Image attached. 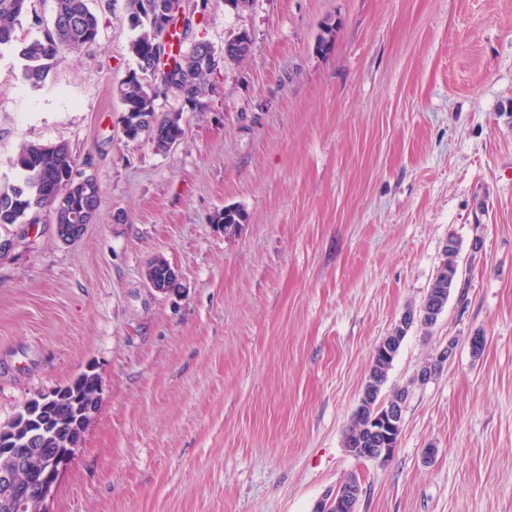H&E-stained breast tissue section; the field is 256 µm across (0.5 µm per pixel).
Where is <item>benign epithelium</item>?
Instances as JSON below:
<instances>
[{
  "instance_id": "obj_1",
  "label": "benign epithelium",
  "mask_w": 512,
  "mask_h": 512,
  "mask_svg": "<svg viewBox=\"0 0 512 512\" xmlns=\"http://www.w3.org/2000/svg\"><path fill=\"white\" fill-rule=\"evenodd\" d=\"M87 209L74 213L73 223L63 225L64 237L71 242L80 238L86 227ZM404 402L392 399L379 415L371 421L372 448H356L354 452L362 453L372 460L383 461L390 457L394 449L388 447L386 429L396 425L403 417ZM41 409L35 403L29 404V412L25 413L23 423L31 427L24 436L5 435L0 437V503L10 512H45V502L55 490L59 476L68 468L76 453L71 435L57 438L58 448L46 469L41 464L40 443L44 428H34ZM359 491L348 488L341 494L332 493L328 499L316 506V512H327V504L334 502L336 506L355 512Z\"/></svg>"
}]
</instances>
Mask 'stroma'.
Wrapping results in <instances>:
<instances>
[{
  "label": "stroma",
  "mask_w": 512,
  "mask_h": 512,
  "mask_svg": "<svg viewBox=\"0 0 512 512\" xmlns=\"http://www.w3.org/2000/svg\"><path fill=\"white\" fill-rule=\"evenodd\" d=\"M89 6L95 44L39 87L0 52V187L22 143L63 142L101 188L77 241L44 213L0 224V425L85 371L101 388L46 512H315L351 476L357 512H512V0H208L192 38L244 29L252 51L166 153L121 131L125 0ZM451 235L467 300L410 326L386 383L409 389L399 445L355 459L373 353Z\"/></svg>",
  "instance_id": "stroma-1"
}]
</instances>
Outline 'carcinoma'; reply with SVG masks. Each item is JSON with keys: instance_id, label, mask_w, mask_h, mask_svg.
Wrapping results in <instances>:
<instances>
[{"instance_id": "obj_1", "label": "carcinoma", "mask_w": 512, "mask_h": 512, "mask_svg": "<svg viewBox=\"0 0 512 512\" xmlns=\"http://www.w3.org/2000/svg\"><path fill=\"white\" fill-rule=\"evenodd\" d=\"M28 0H0V49L11 48L16 42L15 30L26 10ZM172 0H126V8L132 30L135 31L129 44V53L134 61L116 87L123 112L146 117L144 132L129 123L124 137L129 142L145 140L159 153H167L174 147L173 132L183 131L180 121L183 111L159 112L155 100L160 94L171 93L195 112L205 108L204 97L209 76L216 69L218 59L231 65L243 61L252 50L251 35L241 30L224 40V53L217 55L210 49L207 58H202L186 45V31H174L178 40V53L172 55L175 65L168 66L154 58V46L163 37L168 23L175 22L171 13ZM55 25L46 28L39 36L21 44L18 56L23 61L22 80L37 87L47 78L53 66L59 64L66 54L89 47L96 42L100 21L89 6L88 0H54ZM9 166L18 171L16 184L8 190L0 189V224H17L30 214L45 212L54 224H70L76 207L87 198L101 202V191L92 176L78 172L77 158L64 143L44 145L24 143L8 159ZM243 213L234 207H226L214 216L216 224L239 225ZM455 247L448 251L446 260L437 269L426 297L433 301L449 299L452 290L459 289V298H464L467 283L460 281L456 257L459 241L449 236ZM410 323L401 321L385 341L396 344L392 353L373 355L364 392L367 397L360 400L352 413L350 433L345 437L344 447L350 442L361 443L369 434L368 426L392 398L408 395L405 388L391 390L385 398L381 392L387 383L389 370L398 353V347L407 333ZM98 378L91 373L80 374L71 383L60 387L44 397L43 415L54 422L75 423L78 414L87 407Z\"/></svg>"}]
</instances>
